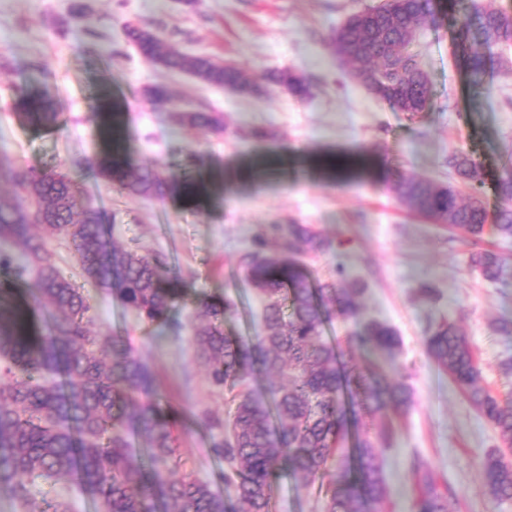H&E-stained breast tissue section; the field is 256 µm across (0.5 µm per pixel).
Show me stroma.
I'll return each instance as SVG.
<instances>
[{
	"label": "stroma",
	"instance_id": "1",
	"mask_svg": "<svg viewBox=\"0 0 512 512\" xmlns=\"http://www.w3.org/2000/svg\"><path fill=\"white\" fill-rule=\"evenodd\" d=\"M85 6L73 20L75 2ZM378 0H0V154L38 169L69 172L92 206L111 217L112 238L123 248L159 255L186 283L188 295L172 317L180 335H156L136 313L105 291L88 287L95 312L92 333H118L153 371L159 394L175 409L223 417L224 390L211 386L195 358L189 323L204 297L231 300L235 313L227 334L254 339L262 330L260 299L238 265L255 237L277 252V224H308L332 242L329 252L305 258L315 279H332L337 268L363 279V314L387 322L400 339L398 367L413 393L409 412L396 418L393 441L384 448L389 499L384 512H407L412 482L406 459L419 451L438 481L453 490L448 512H512V501L491 500L477 461L502 443L466 394L428 357L424 337L439 316L465 331L482 371V384L499 397L512 396V336L494 324L512 320V279L487 282L469 267L471 253L496 244L512 258V241L486 229L472 239L445 224L431 223L398 202L383 174L396 168L438 182L449 179L448 154L461 149L481 164L493 184L512 164V73L489 62L488 88L473 87L454 52L456 34L447 22L424 29L417 43L431 89L429 111L409 117L370 94L341 65L332 31ZM134 22L177 43L189 56L234 64L261 87L242 93L203 83L186 72L146 62L121 34ZM291 68L307 75L312 95L301 100L268 73ZM50 85L60 113L47 129L16 115V89L39 92ZM167 86L187 109L224 115L226 131L215 135L173 123L167 108L153 104L148 87ZM112 106L122 145L135 161L153 163L176 177L206 184L200 200L162 201L122 196L76 159H96L111 148L99 128L100 111ZM270 128L274 139L249 132ZM196 155L188 166V155ZM345 158L342 172L320 161ZM434 288L422 296V285ZM202 423L178 431L189 468L224 491V464L208 449ZM38 512L58 503L70 512H103L78 491L76 480L33 478ZM317 491L281 480L271 512H322Z\"/></svg>",
	"mask_w": 512,
	"mask_h": 512
}]
</instances>
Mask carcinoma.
<instances>
[{
	"instance_id": "carcinoma-1",
	"label": "carcinoma",
	"mask_w": 512,
	"mask_h": 512,
	"mask_svg": "<svg viewBox=\"0 0 512 512\" xmlns=\"http://www.w3.org/2000/svg\"><path fill=\"white\" fill-rule=\"evenodd\" d=\"M440 0H382L336 27L331 45L352 77L374 96L413 117L425 111L430 89L411 33L437 24ZM458 33L456 49L471 82L484 83L486 60L512 44V12L488 0H460L448 16ZM154 66L185 71L198 80L239 92L256 93L234 65L211 57H189L157 32L123 25ZM271 79L296 97L310 94V79L291 69ZM30 111L18 116L45 127L58 123L49 89L33 96L18 91ZM154 103L169 108L172 120L224 134V115L177 107L163 85L147 89ZM95 176L120 195L164 200L192 198L197 184L176 180L160 167L134 164L115 145L89 164ZM453 181L446 184L407 176L398 170L385 179L394 197L437 224L479 238L488 220L484 181L477 160L466 151L448 155ZM0 175L15 191L0 193V243L18 256L0 253V277L34 276L33 291L20 299L0 288V494L36 512L26 478L74 475L81 490L104 512H270L277 483L292 477L324 495V512H381L388 499L382 447L392 425L381 419L390 408L407 411L411 392L384 372H398L400 340L388 323L361 314L365 283L314 281L298 261L332 243L305 224L276 228L279 252L258 242L239 266L263 302L262 331L251 342L224 335V318L233 304L203 299L191 325L197 357L209 383L231 392L230 418L208 420L209 452L224 463L226 495L184 467L175 428L192 417L171 409L158 395L148 365L118 334L90 335V297L60 275L47 240L69 239L81 277L115 296L159 333L170 326L175 305L188 292L183 280L165 270L158 257L112 244L106 211L92 207L83 186L68 174L26 168L0 156ZM502 205L493 228L512 239V175L494 183ZM470 265L489 282L512 278V263L492 249L470 256ZM335 316L354 323L343 344L325 341V325ZM426 351L438 368L468 396L472 405L512 448V397L500 399L481 384V370L465 332L442 320L425 337ZM368 351L388 368H364L349 360ZM261 371L265 383L255 392L246 380ZM141 442L131 448L130 435ZM413 484L410 512H448V485L439 484L418 451L407 463ZM479 469L488 495L512 501V459L500 451L486 454Z\"/></svg>"
}]
</instances>
